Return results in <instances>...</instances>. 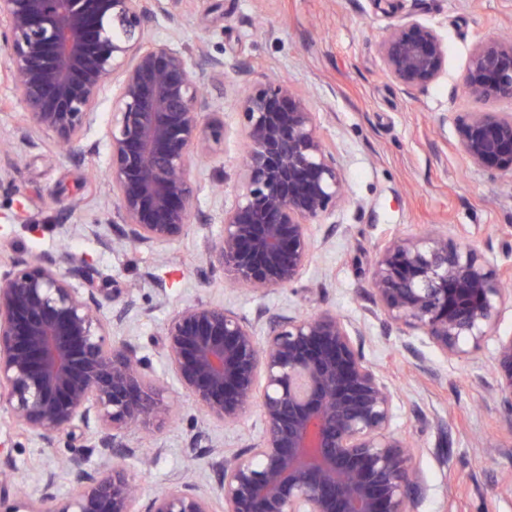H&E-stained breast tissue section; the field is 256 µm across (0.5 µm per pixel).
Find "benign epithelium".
Listing matches in <instances>:
<instances>
[{
	"label": "benign epithelium",
	"mask_w": 512,
	"mask_h": 512,
	"mask_svg": "<svg viewBox=\"0 0 512 512\" xmlns=\"http://www.w3.org/2000/svg\"><path fill=\"white\" fill-rule=\"evenodd\" d=\"M181 0H0L3 71L23 104L25 139L50 132L75 156L87 152L103 88L117 81L105 139L115 198L110 249L124 243L167 246L188 231L197 148L224 139L206 124L203 89L224 62L207 50L188 61L174 40H155L150 16L173 25ZM388 75L406 93L424 91L444 73L440 31L410 15L379 42ZM463 83L483 107L459 112L460 148L490 177L512 174V40L488 36L470 57ZM247 147L236 201L223 229L204 241L206 255L229 267L253 294L290 287L314 254L310 221L345 199L336 155L321 136L307 96L287 82H243L238 91ZM88 272L66 251L16 258L0 273V406L11 423L56 447L71 438L60 472L48 471L38 497L10 493L14 469L0 456V512H214L212 498L189 482L141 502L126 465V433L165 421L134 343L110 339L102 288H76ZM504 271L461 238L436 230L397 237L379 251L374 307L390 325L421 333L444 355L477 351L512 297ZM115 320L136 308L131 293ZM264 317V314H259ZM266 318V317H264ZM163 349L180 387L212 420L239 423L259 406L263 429L248 447L212 452L224 512H410L423 495L412 445L390 431L395 395L365 357L361 331L330 310L266 318L264 337L222 304L197 301L165 323ZM494 391L512 425V335L496 337ZM92 440L93 467L75 450ZM75 492L61 496L59 473Z\"/></svg>",
	"instance_id": "benign-epithelium-1"
}]
</instances>
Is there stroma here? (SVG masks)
<instances>
[{"instance_id": "1", "label": "stroma", "mask_w": 512, "mask_h": 512, "mask_svg": "<svg viewBox=\"0 0 512 512\" xmlns=\"http://www.w3.org/2000/svg\"><path fill=\"white\" fill-rule=\"evenodd\" d=\"M177 11L179 47L192 57L202 47L224 61L207 87L203 117L223 124L225 139L203 143L190 229L162 250L111 251L91 233L112 221L102 142L112 119L111 89L101 92L98 121L86 135L90 153L74 158L49 133L19 139L24 108L0 79V142L12 145L11 153L0 154V264L64 247L95 280L113 288L138 285L139 309L112 337L134 342L149 359L169 412L167 423L130 432L136 450L126 464L144 494L190 481L212 496L215 512H224L210 451L232 455L262 431L255 411L234 426L209 419L167 367L166 320L202 300L254 319L260 334L261 309L285 315L329 309L358 325L366 357L401 396L391 430L413 445L426 486L413 512H512V486L499 483L512 473V431L483 390L493 382L494 341L447 358L425 336L387 327L371 312L378 251L396 235L436 227L512 269V249L503 247L512 242V178L494 180L474 167L458 148L455 122L472 107L461 88L472 50L484 37L512 34V0H180ZM409 15L436 26L448 45L445 74L411 95L389 78L379 54L384 31ZM269 74L308 96L342 168L347 197L318 220L316 251L301 281L255 296L233 284L231 270L212 267L203 243L220 234L223 208L236 199L246 141L234 88ZM200 430L213 446L198 449L189 470L185 456ZM0 449L11 456L19 488L35 495L53 449L14 430L3 408Z\"/></svg>"}]
</instances>
